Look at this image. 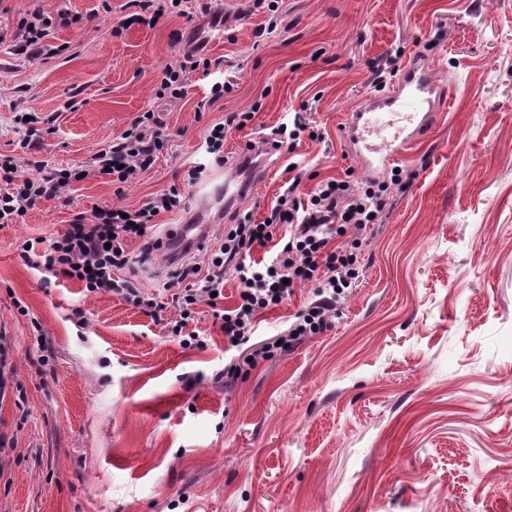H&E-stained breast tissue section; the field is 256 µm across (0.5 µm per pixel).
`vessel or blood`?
Segmentation results:
<instances>
[{
	"mask_svg": "<svg viewBox=\"0 0 512 512\" xmlns=\"http://www.w3.org/2000/svg\"><path fill=\"white\" fill-rule=\"evenodd\" d=\"M441 101L442 92L430 68L418 57H409L402 67L397 91L373 95L345 116L344 139L361 169L376 175L386 167L392 154L422 140L442 109ZM393 125L399 131L386 149L366 144L365 133Z\"/></svg>",
	"mask_w": 512,
	"mask_h": 512,
	"instance_id": "obj_1",
	"label": "vessel or blood"
}]
</instances>
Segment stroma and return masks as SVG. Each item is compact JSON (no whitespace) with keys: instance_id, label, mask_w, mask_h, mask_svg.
Returning a JSON list of instances; mask_svg holds the SVG:
<instances>
[{"instance_id":"1","label":"stroma","mask_w":512,"mask_h":512,"mask_svg":"<svg viewBox=\"0 0 512 512\" xmlns=\"http://www.w3.org/2000/svg\"><path fill=\"white\" fill-rule=\"evenodd\" d=\"M155 26L109 33L138 0H0V154L17 174L86 168L145 111L167 143L131 183L89 174L0 227V331L14 374L0 398V512H512V0H183ZM52 20L56 51L17 53L20 17ZM177 103L163 72L188 52ZM428 63L445 103L428 136L391 159L392 187L361 248L363 273L329 330L274 356L233 385L239 349L213 310L198 308L183 347L139 307L87 295L22 258L63 235L80 212L135 207L178 187L186 208L162 232L202 223L197 260L224 227L270 214L300 162V187L366 178L342 121L396 88L410 54ZM228 90L212 100L213 83ZM254 117L244 129L231 120ZM33 112V128L14 117ZM317 139L293 153L249 142L294 113ZM226 125L228 172L247 195L201 211L189 170L214 171L207 128ZM122 271L143 291L170 270L140 242ZM314 297L295 288L258 318L255 342L281 335ZM193 65H196V68H193ZM200 66L206 71L210 63L206 58L201 59L194 55H187L178 67H167L160 85L161 98L167 97L171 102L182 99L185 94L186 73L196 71Z\"/></svg>"}]
</instances>
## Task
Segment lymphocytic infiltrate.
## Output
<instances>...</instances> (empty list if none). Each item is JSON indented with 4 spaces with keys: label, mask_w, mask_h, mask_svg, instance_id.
Here are the masks:
<instances>
[{
    "label": "lymphocytic infiltrate",
    "mask_w": 512,
    "mask_h": 512,
    "mask_svg": "<svg viewBox=\"0 0 512 512\" xmlns=\"http://www.w3.org/2000/svg\"><path fill=\"white\" fill-rule=\"evenodd\" d=\"M52 21L35 12L18 23L16 50L32 58L48 49ZM162 123L154 112L146 111L122 136L94 158L98 171L108 172L113 184L131 182L150 169L164 147ZM76 175L67 169H45L38 175L14 182L0 193V224H14L43 199L65 195ZM403 183V171L393 168L387 180L355 183L349 179L321 180L308 193L298 191L299 178L289 181L271 214L262 223L243 218L224 227V237L213 244L205 263H184L163 286L171 296L177 316L164 320L166 335L181 338L185 347L199 346L196 335H184L199 305L215 308L225 341L248 344L259 313L282 304L295 287L314 284L312 300L294 316L279 341L254 349L243 362L224 367L225 381L238 380L244 367L294 349L307 339L323 333L336 314L347 288L359 276V256L363 236L381 214L390 186ZM185 208V198L175 187L157 193L140 206L97 209L77 215L68 231L53 240L40 256L39 265L55 277L81 284L87 295L111 293L159 317L166 303L146 296L134 282L122 277L129 261L127 242L149 237L156 218ZM287 226L285 236H277L278 226ZM272 247L270 261L252 259L256 247ZM237 279L240 301L231 308H219L217 293L227 279Z\"/></svg>",
    "instance_id": "1"
}]
</instances>
